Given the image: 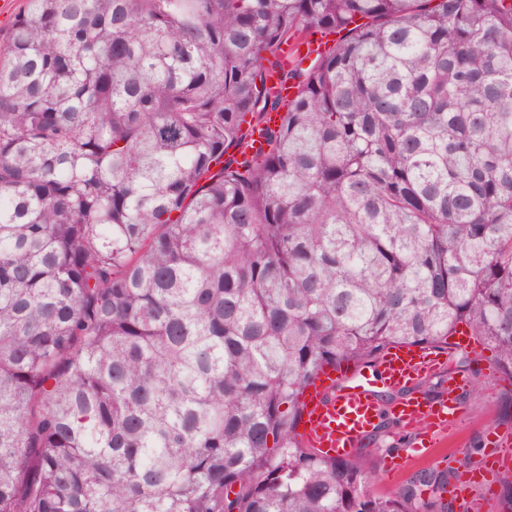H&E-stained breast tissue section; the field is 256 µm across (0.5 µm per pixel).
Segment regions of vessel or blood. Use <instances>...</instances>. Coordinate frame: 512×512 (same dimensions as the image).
Returning <instances> with one entry per match:
<instances>
[{
  "instance_id": "vessel-or-blood-1",
  "label": "vessel or blood",
  "mask_w": 512,
  "mask_h": 512,
  "mask_svg": "<svg viewBox=\"0 0 512 512\" xmlns=\"http://www.w3.org/2000/svg\"><path fill=\"white\" fill-rule=\"evenodd\" d=\"M280 122V115L271 112L261 124L253 126L248 135V149L254 153L266 149V131ZM446 354L433 349L396 345L387 348L378 358L370 374L360 369L342 373L333 368L321 369L307 387L302 398L299 441L303 447L327 458H342L360 447L379 422L383 409L379 391L397 392L416 381L443 373ZM468 384L465 377L449 381L441 397L430 400L409 397L396 405L394 418L413 433L414 450L440 447L450 431L464 420L459 393ZM512 463V438L493 433L487 455V469H500Z\"/></svg>"
}]
</instances>
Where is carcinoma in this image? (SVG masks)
Returning <instances> with one entry per match:
<instances>
[{
	"label": "carcinoma",
	"mask_w": 512,
	"mask_h": 512,
	"mask_svg": "<svg viewBox=\"0 0 512 512\" xmlns=\"http://www.w3.org/2000/svg\"><path fill=\"white\" fill-rule=\"evenodd\" d=\"M269 69L297 93L249 156ZM456 336L512 383V0H25L0 512H448V471L375 495L395 448L297 429L323 367L409 343L467 371ZM331 41H333L332 34H316L300 43L298 53L301 56H306L310 59H314L324 55Z\"/></svg>",
	"instance_id": "obj_1"
}]
</instances>
